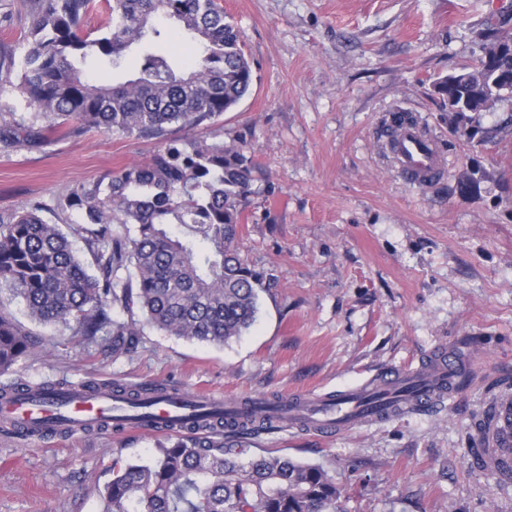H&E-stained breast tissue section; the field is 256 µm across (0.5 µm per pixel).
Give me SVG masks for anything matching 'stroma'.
Here are the masks:
<instances>
[{
	"label": "stroma",
	"mask_w": 512,
	"mask_h": 512,
	"mask_svg": "<svg viewBox=\"0 0 512 512\" xmlns=\"http://www.w3.org/2000/svg\"><path fill=\"white\" fill-rule=\"evenodd\" d=\"M241 28L250 93L193 129L252 163L236 245L270 277L257 322L214 346L169 335L142 313L139 343L115 354L31 321L45 342L0 386L43 380L163 383L225 399L328 395L455 351L464 387L435 407L323 437L277 425L242 441L322 467L344 512H512V485L470 465L476 422L512 388V134L462 137L432 88L472 62L477 31L506 0H220ZM32 0H0V50L22 61ZM413 115L448 164L409 184L383 144L391 113ZM154 138L48 132L0 151V213L42 203L81 257L80 211L57 204L81 184L147 159ZM158 435L134 430L21 438L0 431V512H106L115 457L148 460Z\"/></svg>",
	"instance_id": "obj_1"
}]
</instances>
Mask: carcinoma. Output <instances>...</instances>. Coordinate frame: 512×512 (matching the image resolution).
Masks as SVG:
<instances>
[{
	"mask_svg": "<svg viewBox=\"0 0 512 512\" xmlns=\"http://www.w3.org/2000/svg\"><path fill=\"white\" fill-rule=\"evenodd\" d=\"M93 15L99 17L95 39L83 34ZM161 16L202 46L200 58L181 62L155 51ZM480 33L481 54L458 73L437 77L433 92L441 107L460 108L463 127L484 139L482 113L505 97L491 87L487 95L477 92L472 80L484 75L512 85V50L495 53L512 44V5ZM29 35L14 89L34 112L16 120L0 87V150L38 145L44 119L69 136L98 129L161 142L146 160L85 183L58 203L62 211H84L90 264L59 225L40 216L41 205L0 214V296L20 300L32 320L99 340L114 354L134 350L140 336L133 321L113 318L114 309L130 316L137 309L155 328L201 343L222 346L243 335L256 321L263 287V275L233 244L251 161L222 142L163 139L168 126L197 127L250 92L253 71L242 31L218 0H36ZM132 48L139 53L133 77L104 86L84 76L90 57L123 69ZM40 343L0 310V375ZM61 387L50 380L14 383L0 388V401L62 397ZM83 387L107 389L136 410L178 392L163 384L130 389L117 380H89ZM281 419L274 402L192 414L182 432L165 434L152 461L112 460L104 486L109 512H339L341 490L324 469L284 456L238 460V439ZM71 430L61 418L25 435Z\"/></svg>",
	"mask_w": 512,
	"mask_h": 512,
	"instance_id": "obj_1",
	"label": "carcinoma"
}]
</instances>
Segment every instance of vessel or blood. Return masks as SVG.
<instances>
[{"label": "vessel or blood", "instance_id": "b4317fda", "mask_svg": "<svg viewBox=\"0 0 512 512\" xmlns=\"http://www.w3.org/2000/svg\"><path fill=\"white\" fill-rule=\"evenodd\" d=\"M392 155L397 169L416 185L427 184L445 171L446 159L435 140L417 125L399 131ZM444 386L452 392L459 388L455 359H442L432 375L421 367L343 391L335 400L306 395L288 399L285 405L289 423L328 435L358 422L384 420L421 405L437 403L439 390ZM118 411V401L78 396L70 397L60 410L48 407L32 413L18 405L11 409L13 416L42 425L53 424L60 414L82 423ZM479 440L478 453L483 465L493 470L503 483L512 482V394L504 392L496 397L490 420L480 432Z\"/></svg>", "mask_w": 512, "mask_h": 512}]
</instances>
